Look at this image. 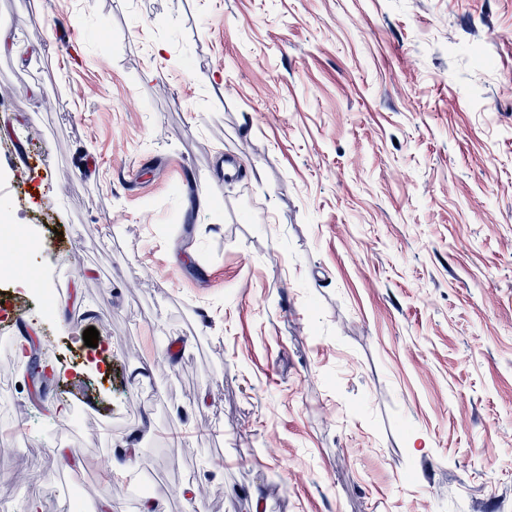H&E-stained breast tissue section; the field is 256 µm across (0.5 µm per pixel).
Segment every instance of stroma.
Instances as JSON below:
<instances>
[{"instance_id": "stroma-1", "label": "stroma", "mask_w": 512, "mask_h": 512, "mask_svg": "<svg viewBox=\"0 0 512 512\" xmlns=\"http://www.w3.org/2000/svg\"><path fill=\"white\" fill-rule=\"evenodd\" d=\"M0 29V210L35 239L12 512H512V0H0Z\"/></svg>"}]
</instances>
